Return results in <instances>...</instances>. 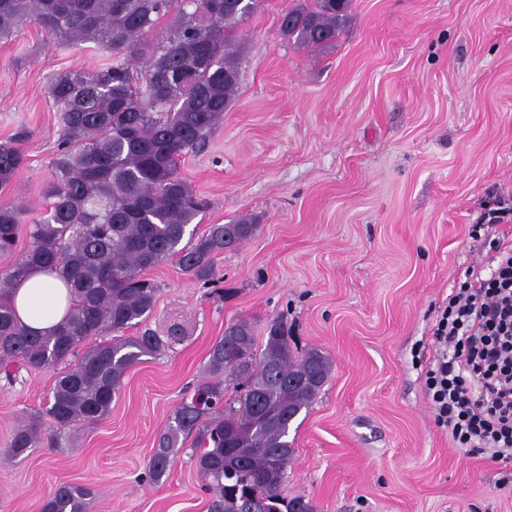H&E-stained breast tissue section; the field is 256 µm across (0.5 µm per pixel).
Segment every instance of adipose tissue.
Returning a JSON list of instances; mask_svg holds the SVG:
<instances>
[{
	"mask_svg": "<svg viewBox=\"0 0 512 512\" xmlns=\"http://www.w3.org/2000/svg\"><path fill=\"white\" fill-rule=\"evenodd\" d=\"M10 301L20 321L32 332L43 335L61 323L69 307L64 284L43 273L31 274L19 283Z\"/></svg>",
	"mask_w": 512,
	"mask_h": 512,
	"instance_id": "1",
	"label": "adipose tissue"
}]
</instances>
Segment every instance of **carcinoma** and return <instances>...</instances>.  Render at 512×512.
Segmentation results:
<instances>
[{"label": "carcinoma", "instance_id": "cac0c4a2", "mask_svg": "<svg viewBox=\"0 0 512 512\" xmlns=\"http://www.w3.org/2000/svg\"><path fill=\"white\" fill-rule=\"evenodd\" d=\"M240 14L224 0H0V40L29 23L60 44H92L112 62L92 71L56 75L50 93L62 140L52 163L46 214L31 225L24 254L0 271V370L64 366L42 412L19 424L7 455L44 444L43 417L66 432L103 420L128 370L180 340L146 328L159 285L146 270L173 261L187 277L215 285L216 257L237 249L259 229L242 215L227 224L186 229L208 203L178 173L180 158L203 146L240 84ZM351 0H299L282 16L281 36L299 49L336 43ZM170 18L168 31L159 22ZM0 143V186L23 165L17 146ZM25 207L0 203V254L15 251ZM33 269L55 273L70 294L67 318L45 336L33 334L8 301L18 278ZM257 342L250 322L232 321L209 353L207 375L157 440L148 472L165 473L180 436L194 435L196 465L209 493V512H317L283 496L292 456V420L314 402L332 371L320 350L299 352L275 320ZM109 334L117 338L104 339ZM236 398L224 404V392ZM88 488L62 484L42 512H86Z\"/></svg>", "mask_w": 512, "mask_h": 512}]
</instances>
